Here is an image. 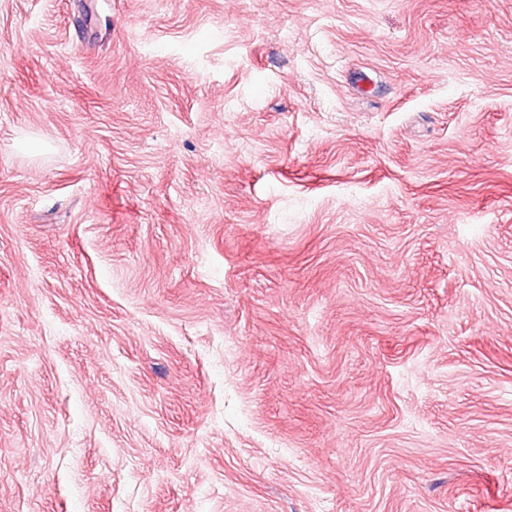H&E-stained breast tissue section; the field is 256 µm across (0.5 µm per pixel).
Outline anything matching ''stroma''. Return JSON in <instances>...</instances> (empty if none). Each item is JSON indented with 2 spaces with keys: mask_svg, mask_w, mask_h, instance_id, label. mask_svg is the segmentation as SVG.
Listing matches in <instances>:
<instances>
[{
  "mask_svg": "<svg viewBox=\"0 0 512 512\" xmlns=\"http://www.w3.org/2000/svg\"><path fill=\"white\" fill-rule=\"evenodd\" d=\"M0 512H512V0H0Z\"/></svg>",
  "mask_w": 512,
  "mask_h": 512,
  "instance_id": "obj_1",
  "label": "stroma"
}]
</instances>
